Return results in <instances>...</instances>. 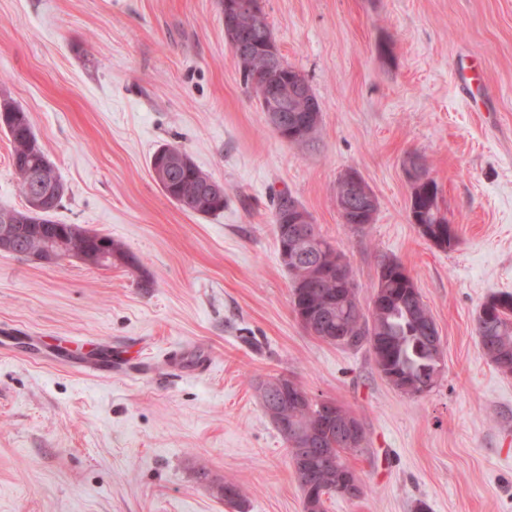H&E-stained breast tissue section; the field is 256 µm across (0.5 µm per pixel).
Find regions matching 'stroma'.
I'll return each instance as SVG.
<instances>
[{"mask_svg":"<svg viewBox=\"0 0 512 512\" xmlns=\"http://www.w3.org/2000/svg\"><path fill=\"white\" fill-rule=\"evenodd\" d=\"M222 0H0V100L27 112L70 192L54 218L121 242L140 269L53 266L0 252V512H302L287 445L256 395L294 378L355 413L346 454L360 497L326 512H512V375L474 324L512 293V0H265L279 51L322 106L313 144L282 141L243 83ZM164 144L224 184L190 214L149 168ZM418 155L458 245L410 217ZM357 171L374 224H343L336 182ZM288 193L349 261L369 306L399 260L436 322V387L394 390L366 349L296 320L273 205ZM119 360L93 376L67 339Z\"/></svg>","mask_w":512,"mask_h":512,"instance_id":"1","label":"stroma"}]
</instances>
